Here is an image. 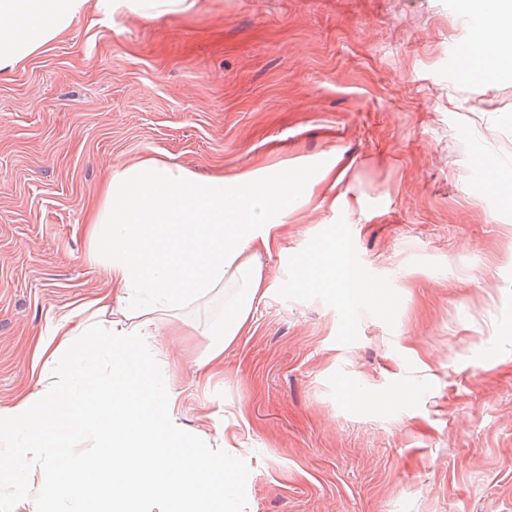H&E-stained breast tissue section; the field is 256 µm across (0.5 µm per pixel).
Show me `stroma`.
<instances>
[{
	"instance_id": "35a3bbf8",
	"label": "stroma",
	"mask_w": 512,
	"mask_h": 512,
	"mask_svg": "<svg viewBox=\"0 0 512 512\" xmlns=\"http://www.w3.org/2000/svg\"><path fill=\"white\" fill-rule=\"evenodd\" d=\"M467 0H196L90 24L0 77V404L34 388L48 310L105 285L82 227L107 170L288 160L315 184L260 253L251 328L200 375L240 277L160 324L181 420L224 410L243 512H512V73L459 68ZM343 172L335 188L321 175ZM345 238L392 307L342 312L295 261ZM371 396L352 404L351 391ZM243 413L245 424L236 423ZM486 176L489 188L500 196L502 201L512 205V171L505 173L497 164L484 159L480 161Z\"/></svg>"
}]
</instances>
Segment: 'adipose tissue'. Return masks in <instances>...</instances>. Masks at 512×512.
<instances>
[{
    "instance_id": "obj_1",
    "label": "adipose tissue",
    "mask_w": 512,
    "mask_h": 512,
    "mask_svg": "<svg viewBox=\"0 0 512 512\" xmlns=\"http://www.w3.org/2000/svg\"><path fill=\"white\" fill-rule=\"evenodd\" d=\"M480 21L469 72L486 81L512 70V0H475ZM186 0H0V75L24 67L62 40L76 19L144 17L185 10ZM292 165L269 180H224L154 160L108 174L90 210L87 235L100 256L105 289L47 318L30 349L34 390L0 405V512H225L240 498L237 460L180 420L166 373L153 370L160 314L214 290L227 274L247 281L244 300L224 307L219 341L198 361L224 369V349L247 325L263 285L259 252L276 245L279 215L307 188ZM303 287L333 290L345 310L386 307L379 282L363 281L348 243L334 238L301 259ZM160 408L144 418L142 403ZM91 441L78 452V441Z\"/></svg>"
}]
</instances>
